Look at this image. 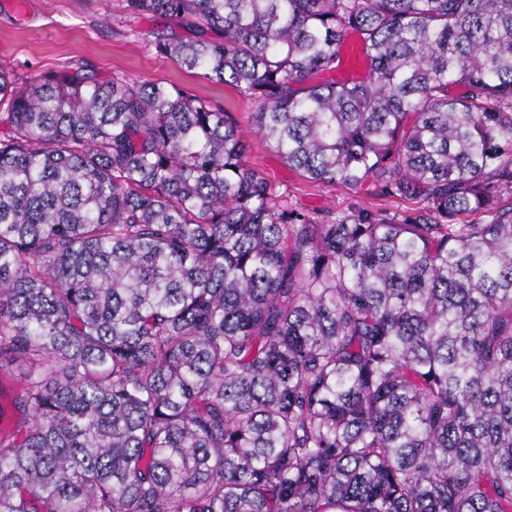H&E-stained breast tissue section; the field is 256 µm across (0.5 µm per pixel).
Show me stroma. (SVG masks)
Masks as SVG:
<instances>
[{
    "mask_svg": "<svg viewBox=\"0 0 512 512\" xmlns=\"http://www.w3.org/2000/svg\"><path fill=\"white\" fill-rule=\"evenodd\" d=\"M122 0H0V64L19 80L86 64L106 80L165 81L187 87L210 104L223 107L235 120L247 144L246 162L286 190L288 200L318 217L338 215L355 206L382 205L390 211L409 209L407 201L378 200L370 185L349 188L311 181L290 168L275 148L254 131L250 114L255 102L213 84L200 73L181 69L158 57L155 32L168 29L162 17L113 22Z\"/></svg>",
    "mask_w": 512,
    "mask_h": 512,
    "instance_id": "stroma-1",
    "label": "stroma"
}]
</instances>
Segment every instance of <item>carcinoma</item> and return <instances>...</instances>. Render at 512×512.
I'll return each mask as SVG.
<instances>
[{
  "label": "carcinoma",
  "instance_id": "carcinoma-1",
  "mask_svg": "<svg viewBox=\"0 0 512 512\" xmlns=\"http://www.w3.org/2000/svg\"><path fill=\"white\" fill-rule=\"evenodd\" d=\"M122 2L422 207L320 219L184 88L0 68V512H512V0Z\"/></svg>",
  "mask_w": 512,
  "mask_h": 512
}]
</instances>
